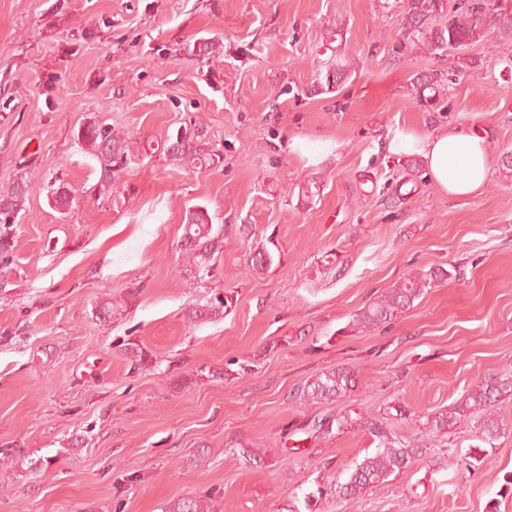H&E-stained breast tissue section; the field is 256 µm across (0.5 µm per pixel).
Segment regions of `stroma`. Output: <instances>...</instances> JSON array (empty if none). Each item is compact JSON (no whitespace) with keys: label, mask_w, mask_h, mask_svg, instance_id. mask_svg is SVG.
<instances>
[{"label":"stroma","mask_w":512,"mask_h":512,"mask_svg":"<svg viewBox=\"0 0 512 512\" xmlns=\"http://www.w3.org/2000/svg\"><path fill=\"white\" fill-rule=\"evenodd\" d=\"M406 4L0 0V191L29 189L0 257V512H165L191 495L212 512H512V394L482 460L456 464L478 443L470 417L353 501L338 487L370 435L307 428L365 414L415 439L418 416L512 372V180L497 169L512 153V42L432 50L402 32ZM198 39L221 58L186 55ZM89 117L129 142L108 185L75 137ZM194 124L220 164L152 152ZM458 127L484 133L493 168L466 199L389 149ZM199 206L224 235L202 280L182 246ZM258 250L272 257L259 271ZM439 265L454 276L384 328L352 330L376 296ZM224 295L226 313L188 319ZM108 303L121 310L106 320ZM334 366L353 370L350 396L293 400Z\"/></svg>","instance_id":"35a3bbf8"}]
</instances>
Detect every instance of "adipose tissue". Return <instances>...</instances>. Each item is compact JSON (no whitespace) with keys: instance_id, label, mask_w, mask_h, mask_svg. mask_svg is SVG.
Masks as SVG:
<instances>
[{"instance_id":"ef3b65f1","label":"adipose tissue","mask_w":512,"mask_h":512,"mask_svg":"<svg viewBox=\"0 0 512 512\" xmlns=\"http://www.w3.org/2000/svg\"><path fill=\"white\" fill-rule=\"evenodd\" d=\"M391 150H416L424 159L434 186L451 197L480 191L490 175L489 155L483 133L451 129L422 138L402 136Z\"/></svg>"}]
</instances>
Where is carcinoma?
<instances>
[{
  "label": "carcinoma",
  "mask_w": 512,
  "mask_h": 512,
  "mask_svg": "<svg viewBox=\"0 0 512 512\" xmlns=\"http://www.w3.org/2000/svg\"><path fill=\"white\" fill-rule=\"evenodd\" d=\"M402 28L409 39L420 41L436 50L459 48L482 37L495 36L504 40L512 36V10L503 7L500 0H459L456 15L448 18L444 26L434 27L432 22L443 12V0H407ZM87 152L100 165V180L110 183L126 164L129 146L127 139L112 132V127L96 119L83 122L76 133ZM206 130L196 126L186 134L176 133L165 144L167 157L181 166H210L221 162L217 153L205 149ZM27 181L16 180L11 188L0 193V255L10 252V233L17 224L19 213L27 200ZM183 238L186 252L193 255L197 272L210 273L213 258L219 251L222 235L213 230L211 216L204 208L189 209L185 213ZM448 279V270L441 266L427 272L416 273L397 282L384 294L353 316L352 328L370 332L396 318L409 309L423 295L425 289L438 280ZM232 306L228 296L205 309H192L188 317L200 319L220 314ZM356 387L354 373L346 367L330 368L321 372L297 390L295 397L304 403L335 401L350 395ZM512 393V375L483 376L469 390L466 398L444 410L421 417L420 424L428 437L449 433L460 421L479 413L480 438L485 445L493 444L505 424L495 411L496 402ZM361 425V420L351 421L338 415L315 420L312 426L325 433L332 428ZM366 427L373 437L375 451L351 467L347 481L340 485L339 493L346 499H355L388 481L404 470L423 452V444L416 439L394 436L379 421H368ZM167 512H210L208 501L200 497H183L173 501Z\"/></svg>",
  "instance_id": "carcinoma-1"
}]
</instances>
